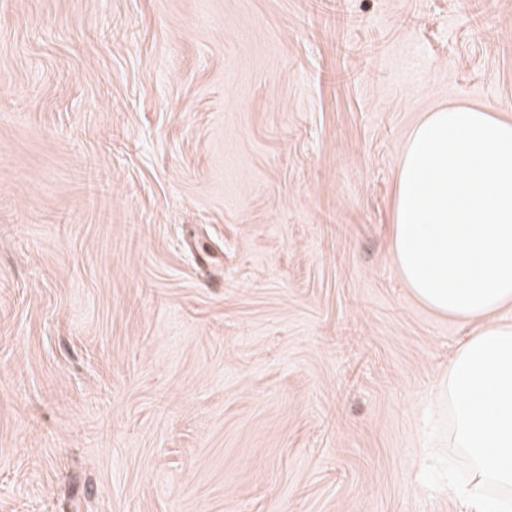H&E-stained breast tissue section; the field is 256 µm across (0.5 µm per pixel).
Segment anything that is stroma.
I'll use <instances>...</instances> for the list:
<instances>
[{
    "label": "stroma",
    "mask_w": 512,
    "mask_h": 512,
    "mask_svg": "<svg viewBox=\"0 0 512 512\" xmlns=\"http://www.w3.org/2000/svg\"><path fill=\"white\" fill-rule=\"evenodd\" d=\"M451 105L512 0H0V512H468L391 252Z\"/></svg>",
    "instance_id": "35a3bbf8"
}]
</instances>
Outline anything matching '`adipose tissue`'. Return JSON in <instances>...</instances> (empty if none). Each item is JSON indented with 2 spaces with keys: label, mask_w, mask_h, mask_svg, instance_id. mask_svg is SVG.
<instances>
[{
  "label": "adipose tissue",
  "mask_w": 512,
  "mask_h": 512,
  "mask_svg": "<svg viewBox=\"0 0 512 512\" xmlns=\"http://www.w3.org/2000/svg\"><path fill=\"white\" fill-rule=\"evenodd\" d=\"M392 255L413 296L472 324L438 392L473 484L476 512H512V119L454 107L412 131L397 174ZM497 496L481 498L479 485Z\"/></svg>",
  "instance_id": "adipose-tissue-1"
}]
</instances>
